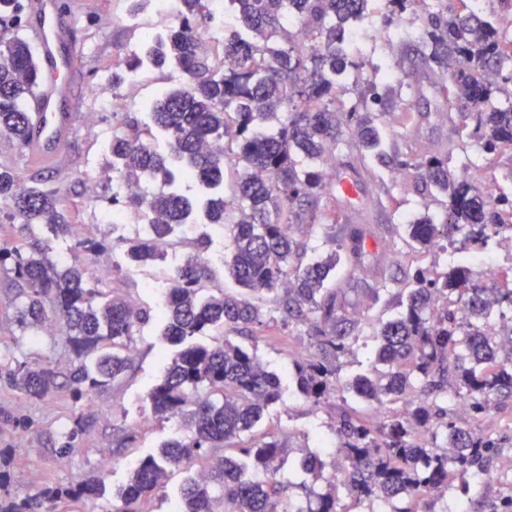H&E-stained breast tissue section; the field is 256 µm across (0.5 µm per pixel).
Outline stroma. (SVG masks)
Returning <instances> with one entry per match:
<instances>
[{"instance_id": "obj_1", "label": "stroma", "mask_w": 512, "mask_h": 512, "mask_svg": "<svg viewBox=\"0 0 512 512\" xmlns=\"http://www.w3.org/2000/svg\"><path fill=\"white\" fill-rule=\"evenodd\" d=\"M128 6V0H84L76 17L83 36V65L73 90L79 118L67 140L64 162L46 170L26 167L17 143L0 137V160L11 161L16 169L22 170L28 185L45 180L56 190L61 208L76 224L94 223L97 207L112 196L111 185L96 182L98 169L110 163L100 149L103 137L124 130L128 118L148 122L147 108L159 93L185 81L181 69L168 64L126 72L124 83L113 86V64L141 53L147 34L170 27L169 21L153 17L147 7L139 11L137 18H130ZM92 113L98 114V124L87 122V115ZM385 134L388 153L420 157L435 154L448 140V105L432 96L413 103L412 118L406 126L386 128ZM414 183L412 176L398 180L390 169H381L379 178L360 181L352 196L337 201L322 196L319 206L324 210L335 208V223L303 224L296 230L297 238L307 245L309 257L317 259L329 251V238H343L350 218L359 215L376 229L370 250L385 258L386 267L382 270L371 264L355 270L344 261L330 274L331 283L349 291L358 338L352 354L342 360L340 383H347L373 367L377 321L398 312V301L412 288L411 276L416 269L445 264L444 259L435 257L432 250L422 248L408 236V220L424 214L429 201L426 193L415 191ZM131 236L128 230L100 227L98 237L105 242L106 250L103 257L91 262L93 278L96 287L106 293L150 304L154 298L143 279L157 277L158 272L153 269L142 276L129 271L126 253L117 242ZM15 297L10 277L1 274L0 354L13 353L31 361L48 360L67 369L71 351L62 333L47 336L21 331L16 321ZM229 337L256 352L266 369L280 381L281 401L264 410L253 433H270L287 441L290 451L281 462L279 477L291 482L290 497L300 496L302 484L311 483L302 463L307 453L316 451L319 441L330 442L325 458L335 460L333 445L338 441L339 407L352 408L376 423L385 421L388 409L384 406L353 397L344 401L337 396L315 406L299 394L292 363L311 348L307 326H286L277 318L262 329L233 331ZM135 340L132 369L95 395L98 422L80 447L63 461L53 448L59 433L72 420V411L65 407L63 399L30 402L0 384V410L26 415L37 425L35 432L22 436L12 425L0 421V448L15 451L10 467L12 489H27L35 481L68 486L94 474L100 480V491L81 502L79 508L81 512H110L113 493L127 482L130 458L158 453L164 443L191 433L190 418L175 422L157 419L147 399L166 359L178 352V344L164 338L163 328L155 318L141 326ZM456 423L477 436L493 433L503 438L492 478L471 481L469 493L462 498L464 512H512V399L476 417L468 411L457 414ZM135 425L140 428L136 448L116 454L122 430Z\"/></svg>"}]
</instances>
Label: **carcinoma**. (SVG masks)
<instances>
[{
  "instance_id": "obj_1",
  "label": "carcinoma",
  "mask_w": 512,
  "mask_h": 512,
  "mask_svg": "<svg viewBox=\"0 0 512 512\" xmlns=\"http://www.w3.org/2000/svg\"><path fill=\"white\" fill-rule=\"evenodd\" d=\"M237 24L222 51H200L197 35L212 20L208 0H182L177 25L143 56L125 59L126 68L145 63H175L183 85L162 92L153 104L151 124L131 119L127 130L112 134L110 152L121 162L119 179L159 182L165 189L134 194L112 204L151 215L149 237L125 241L135 264L157 259L171 240L174 226L186 223L189 199L172 189L174 174L154 146L164 136L174 159L205 187H222L210 200L207 223L221 224L230 241L224 275L245 292L224 289L208 265V241L198 239L184 263L170 273L164 306L163 336L177 343L212 334L209 344H191L172 358L148 393L160 420L189 415L191 435L170 441L158 455L136 458L128 482L112 498V512H153L152 500L187 461L202 465L205 475L181 489L178 512H346L338 489L345 488L367 512L390 506V512H416L414 503L432 495L456 500L472 477L492 474L501 444L493 436L476 438L452 421L450 396L470 400L479 415L512 397V349L504 352L485 335L483 321L501 313L506 335L512 323V267L492 288L471 284L472 265L465 250L449 252L448 267L437 273L419 269L415 288L403 311L381 320L375 329L379 368L339 385L338 363L351 353L355 323L346 316L345 288L326 287L344 251L355 267L369 259L370 225L352 224L346 241L330 239V254L305 260L306 247L294 228L314 224L324 194L323 166L336 164V149L347 150L348 168L359 181L376 176L377 166L401 164L416 170V186L435 189L443 206L439 217L423 216L408 224L410 238L434 244L437 225L450 242L455 235L484 243L512 216V188L493 197L482 178L459 165L470 141L488 153L512 150V42L504 39L493 12L481 3L456 10L453 0H385L382 26L386 37L417 55L433 91L458 103V139L440 154L398 161L380 150L375 120L402 98L403 82L392 86L365 76L383 70L364 56L346 51L345 27L369 19L370 0H230ZM21 0H0V136L23 145L32 123L29 100L35 97L40 70L30 44L18 35ZM296 17L303 40L288 25ZM347 107L336 100L347 93ZM0 200L9 203L11 220L21 228L47 224L62 234L73 224L57 206L56 191L25 184L12 166L0 163ZM105 249L93 238L78 239L77 254L62 265L50 258L51 247L32 237L20 242L0 239V271L12 274L19 288L17 320L38 332L65 321L66 343L74 361L67 373L50 361L0 355V382L29 400L69 393L79 410L55 449L68 458L94 427L84 412L97 389L131 366L129 350L150 311L121 296L105 303L93 285L89 264ZM308 326L313 351L295 365L300 394L318 405L334 391L380 404L412 405L410 414L392 410L374 425L350 409L339 413L336 453L343 466L325 474L316 454L305 460L312 483L303 486L305 503H285L290 486L278 478L286 446L275 436L236 445L268 406L281 397L280 382L253 352L220 333L228 326L264 325L271 312ZM213 448L232 450L213 460ZM8 448H0V512H69L70 504L98 492L90 477L67 487L44 486L24 495L9 491Z\"/></svg>"
}]
</instances>
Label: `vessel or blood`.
Masks as SVG:
<instances>
[{
    "label": "vessel or blood",
    "instance_id": "obj_1",
    "mask_svg": "<svg viewBox=\"0 0 512 512\" xmlns=\"http://www.w3.org/2000/svg\"><path fill=\"white\" fill-rule=\"evenodd\" d=\"M30 12L36 20L42 81L23 160L33 167L52 168L76 119L72 84L81 71L82 54L75 39L74 10L63 9L60 0H33Z\"/></svg>",
    "mask_w": 512,
    "mask_h": 512
}]
</instances>
